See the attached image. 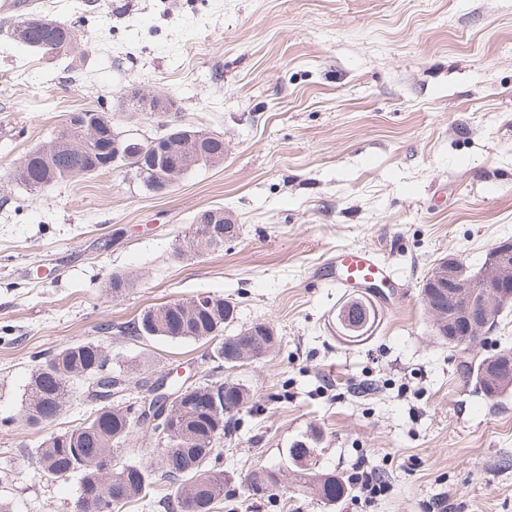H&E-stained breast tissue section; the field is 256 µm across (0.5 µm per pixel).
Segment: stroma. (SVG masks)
I'll list each match as a JSON object with an SVG mask.
<instances>
[{"mask_svg": "<svg viewBox=\"0 0 512 512\" xmlns=\"http://www.w3.org/2000/svg\"><path fill=\"white\" fill-rule=\"evenodd\" d=\"M17 2L78 22L87 55L46 60L10 41L0 15V416L20 414L36 355L83 340L149 377L215 373L212 343L127 333L144 308L210 292L234 303L235 329L269 322L279 338L230 374L252 400L220 444L216 512H512V391L490 400L460 379V353L420 295L436 260L475 271L512 239V0ZM134 87L223 134V165L162 195L116 170L38 193L9 181L72 112L159 135V118L128 108ZM210 207L239 236L179 255ZM342 248L375 253L396 276L377 330L356 343L331 321L346 295L330 278ZM120 274L136 284L115 298ZM91 408L0 428L10 512H76L77 477L45 478L36 450ZM299 441L316 472L343 477L362 457L389 493L324 504L287 460ZM264 467L283 470L272 499L243 483Z\"/></svg>", "mask_w": 512, "mask_h": 512, "instance_id": "35a3bbf8", "label": "stroma"}]
</instances>
